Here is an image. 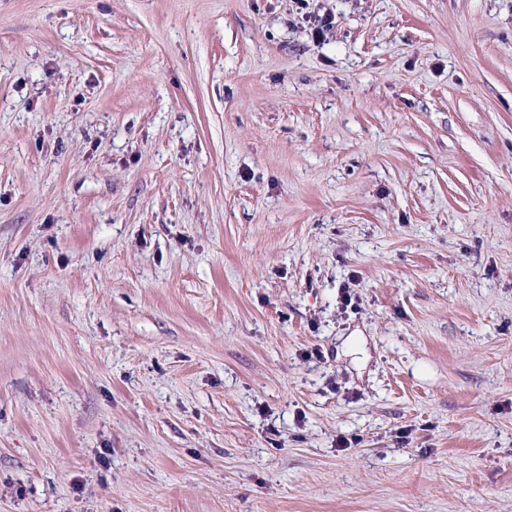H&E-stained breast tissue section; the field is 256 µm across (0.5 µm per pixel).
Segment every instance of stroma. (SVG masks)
<instances>
[{"label":"stroma","mask_w":512,"mask_h":512,"mask_svg":"<svg viewBox=\"0 0 512 512\" xmlns=\"http://www.w3.org/2000/svg\"><path fill=\"white\" fill-rule=\"evenodd\" d=\"M0 512H512V0H0Z\"/></svg>","instance_id":"stroma-1"}]
</instances>
